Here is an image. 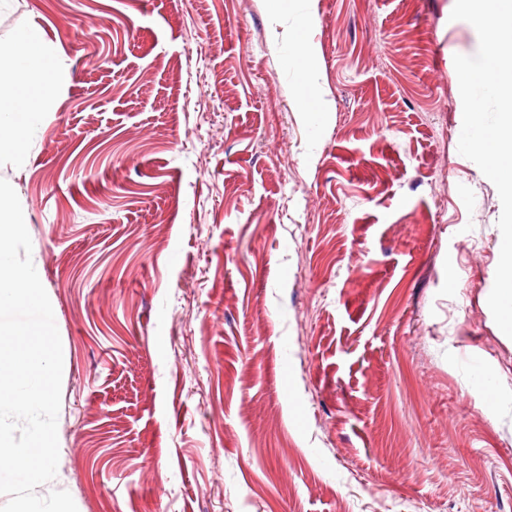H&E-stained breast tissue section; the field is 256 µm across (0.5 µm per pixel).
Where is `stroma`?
I'll return each instance as SVG.
<instances>
[{"label":"stroma","mask_w":512,"mask_h":512,"mask_svg":"<svg viewBox=\"0 0 512 512\" xmlns=\"http://www.w3.org/2000/svg\"><path fill=\"white\" fill-rule=\"evenodd\" d=\"M455 0H6L68 73L0 156L78 512H512ZM485 366L477 377L471 361Z\"/></svg>","instance_id":"1"}]
</instances>
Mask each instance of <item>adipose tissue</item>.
Here are the masks:
<instances>
[{
	"label": "adipose tissue",
	"mask_w": 512,
	"mask_h": 512,
	"mask_svg": "<svg viewBox=\"0 0 512 512\" xmlns=\"http://www.w3.org/2000/svg\"><path fill=\"white\" fill-rule=\"evenodd\" d=\"M50 62L52 54L37 31H29L18 41L15 53L0 57V152L23 158L25 129L36 126L50 89L61 85L65 73L53 72L50 78L32 72L31 59Z\"/></svg>",
	"instance_id": "adipose-tissue-1"
}]
</instances>
